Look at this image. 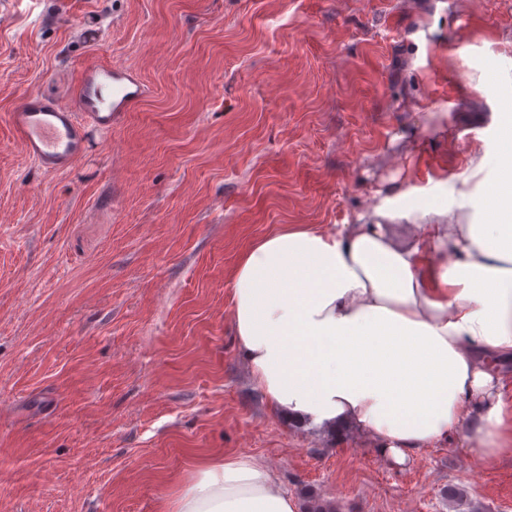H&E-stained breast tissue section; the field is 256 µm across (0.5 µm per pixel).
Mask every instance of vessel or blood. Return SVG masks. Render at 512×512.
<instances>
[{
    "mask_svg": "<svg viewBox=\"0 0 512 512\" xmlns=\"http://www.w3.org/2000/svg\"><path fill=\"white\" fill-rule=\"evenodd\" d=\"M145 95V86L133 68L118 62L96 63L86 67L77 86L80 112L32 94L11 113L10 122L28 155L42 169L61 172L84 155L89 127L111 130Z\"/></svg>",
    "mask_w": 512,
    "mask_h": 512,
    "instance_id": "b4317fda",
    "label": "vessel or blood"
}]
</instances>
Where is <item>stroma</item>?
I'll return each mask as SVG.
<instances>
[{
	"label": "stroma",
	"mask_w": 512,
	"mask_h": 512,
	"mask_svg": "<svg viewBox=\"0 0 512 512\" xmlns=\"http://www.w3.org/2000/svg\"><path fill=\"white\" fill-rule=\"evenodd\" d=\"M144 99L48 172L9 114L90 61ZM512 118V0H0V512H162L203 460L269 465L305 512H512V456L283 420L237 352L230 285L280 224L411 203L479 216L473 152ZM465 496L449 505L448 487Z\"/></svg>",
	"instance_id": "stroma-1"
}]
</instances>
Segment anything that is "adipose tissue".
I'll use <instances>...</instances> for the list:
<instances>
[{
    "instance_id": "adipose-tissue-1",
    "label": "adipose tissue",
    "mask_w": 512,
    "mask_h": 512,
    "mask_svg": "<svg viewBox=\"0 0 512 512\" xmlns=\"http://www.w3.org/2000/svg\"><path fill=\"white\" fill-rule=\"evenodd\" d=\"M485 217L327 232L282 224L241 254L230 288L238 352L269 407L330 431L374 437L403 464L456 440L474 462L512 455V124L495 155ZM165 512H298L270 468L245 455L200 463Z\"/></svg>"
}]
</instances>
